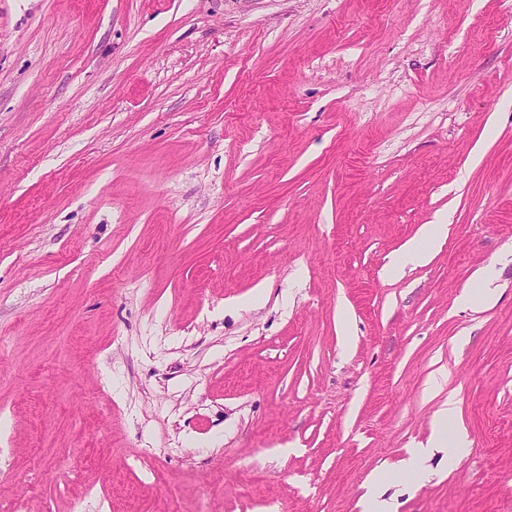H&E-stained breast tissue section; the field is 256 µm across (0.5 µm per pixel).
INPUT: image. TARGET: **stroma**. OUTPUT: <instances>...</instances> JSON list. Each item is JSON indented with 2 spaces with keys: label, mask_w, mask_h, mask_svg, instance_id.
<instances>
[{
  "label": "stroma",
  "mask_w": 512,
  "mask_h": 512,
  "mask_svg": "<svg viewBox=\"0 0 512 512\" xmlns=\"http://www.w3.org/2000/svg\"><path fill=\"white\" fill-rule=\"evenodd\" d=\"M440 373L469 452L409 478ZM376 473L512 512V0H0V512ZM447 227L443 222L423 225L419 237L405 245L401 261L394 265L392 270L397 271L402 264H424L433 248L444 239Z\"/></svg>",
  "instance_id": "stroma-1"
}]
</instances>
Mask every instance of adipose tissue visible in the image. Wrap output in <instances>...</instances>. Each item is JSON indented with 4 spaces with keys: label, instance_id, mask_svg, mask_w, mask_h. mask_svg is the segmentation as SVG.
Listing matches in <instances>:
<instances>
[{
    "label": "adipose tissue",
    "instance_id": "obj_1",
    "mask_svg": "<svg viewBox=\"0 0 512 512\" xmlns=\"http://www.w3.org/2000/svg\"><path fill=\"white\" fill-rule=\"evenodd\" d=\"M456 404L453 398H446L435 411L433 433L427 445L412 449L404 462L408 473L421 475L430 455L439 449L448 450L453 458H463L469 446L468 436L463 427L457 426Z\"/></svg>",
    "mask_w": 512,
    "mask_h": 512
}]
</instances>
